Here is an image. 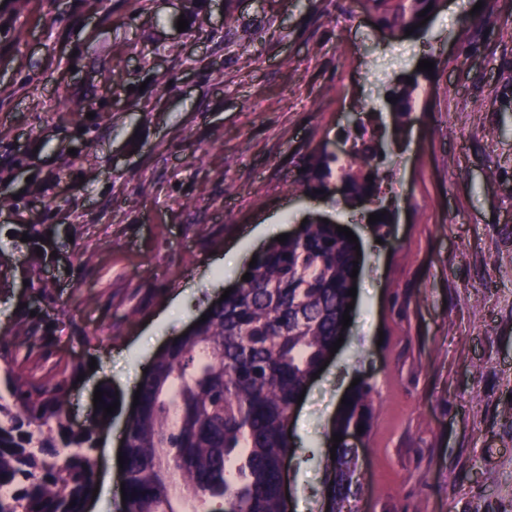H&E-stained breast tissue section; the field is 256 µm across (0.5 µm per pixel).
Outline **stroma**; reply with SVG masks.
<instances>
[{"mask_svg": "<svg viewBox=\"0 0 512 512\" xmlns=\"http://www.w3.org/2000/svg\"><path fill=\"white\" fill-rule=\"evenodd\" d=\"M423 59L379 162L380 241L294 181L319 143L349 151L354 106L392 127L386 94ZM0 157V337L29 335L20 371L78 367L66 425L116 396L100 432L120 446L144 370L235 287L248 231L321 214L362 262L291 423L293 504L325 512L332 422L369 376L361 512H512V0H444L408 37L350 0H0Z\"/></svg>", "mask_w": 512, "mask_h": 512, "instance_id": "stroma-1", "label": "stroma"}]
</instances>
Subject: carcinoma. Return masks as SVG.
I'll return each instance as SVG.
<instances>
[{
	"instance_id": "cac0c4a2",
	"label": "carcinoma",
	"mask_w": 512,
	"mask_h": 512,
	"mask_svg": "<svg viewBox=\"0 0 512 512\" xmlns=\"http://www.w3.org/2000/svg\"><path fill=\"white\" fill-rule=\"evenodd\" d=\"M382 30L418 25L438 0H357ZM388 97L399 122L422 93L418 75ZM379 141L356 126L347 159L315 147L297 182L308 195L341 193L351 206L379 193ZM373 179H368V176ZM355 244L336 223L311 218L283 243L271 242L242 273L231 295L206 311L207 320L159 354L143 375L138 409L125 438L124 512H285L277 484L292 448L293 405L324 365L342 330L357 259ZM19 336L0 339V512H85L96 488L92 452L98 422L77 430L62 424L69 381L16 370ZM376 383L345 394L332 430L368 438ZM58 424L53 431L50 422ZM358 449L343 445L326 457L327 512H345L364 492Z\"/></svg>"
}]
</instances>
